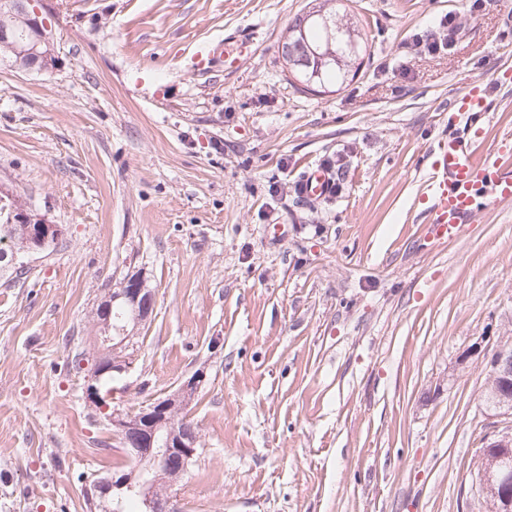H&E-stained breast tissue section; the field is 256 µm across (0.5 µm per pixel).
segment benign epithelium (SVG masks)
<instances>
[{"instance_id": "7a95c632", "label": "benign epithelium", "mask_w": 512, "mask_h": 512, "mask_svg": "<svg viewBox=\"0 0 512 512\" xmlns=\"http://www.w3.org/2000/svg\"><path fill=\"white\" fill-rule=\"evenodd\" d=\"M31 0H0V46L14 56L13 67L23 70L51 72L57 57L51 37L36 12L29 9ZM19 224L31 223L24 250L36 252L46 243L58 238L62 228L38 214L18 215ZM123 308L128 319L139 325L146 321L154 308L152 290L146 287L140 273L126 276L120 286L111 292L100 307L102 321L98 325L99 343L111 353L108 367L93 366L89 370L86 395L100 410L107 413L113 432L118 437L131 464V472L118 477L95 473L87 482L98 499H104L114 489L127 490L140 498L146 512H179L169 497L156 492L152 482L135 481L138 472L151 468L176 479L183 476L196 453L198 435L187 421H178V415L194 400L199 376L183 381L167 398L154 401L135 413L109 411L106 396L101 393V380L108 373L122 374L131 362L126 351L133 346L134 337L127 329L112 335L110 321L112 308ZM489 381L483 399L493 403L494 416L512 419V347L499 346L488 360ZM480 476L484 486L489 512H512V425L493 435L481 449Z\"/></svg>"}]
</instances>
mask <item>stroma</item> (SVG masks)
<instances>
[{
    "instance_id": "35a3bbf8",
    "label": "stroma",
    "mask_w": 512,
    "mask_h": 512,
    "mask_svg": "<svg viewBox=\"0 0 512 512\" xmlns=\"http://www.w3.org/2000/svg\"><path fill=\"white\" fill-rule=\"evenodd\" d=\"M307 3L38 0L58 64L0 66V185L63 233L0 276V512H90L87 478L127 465L71 359L131 272L155 307L103 391L129 413L199 376L180 512H486L508 421L470 351L512 344V201L448 242L423 211L460 93L483 80L478 156L512 134V7L342 0L367 55L311 94L279 52ZM447 14L454 44L415 47ZM329 159L336 192L296 195Z\"/></svg>"
}]
</instances>
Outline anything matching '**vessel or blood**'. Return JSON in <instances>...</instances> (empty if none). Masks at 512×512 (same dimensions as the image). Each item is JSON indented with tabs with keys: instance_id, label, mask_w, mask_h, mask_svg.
I'll return each instance as SVG.
<instances>
[{
	"instance_id": "1",
	"label": "vessel or blood",
	"mask_w": 512,
	"mask_h": 512,
	"mask_svg": "<svg viewBox=\"0 0 512 512\" xmlns=\"http://www.w3.org/2000/svg\"><path fill=\"white\" fill-rule=\"evenodd\" d=\"M450 111L448 137L439 141L429 173L431 204L426 219L436 240L459 238L480 208L512 200V173L505 167L504 153H475L487 112L481 83L458 96ZM327 182L319 168L307 169L302 177L310 197L326 195Z\"/></svg>"
}]
</instances>
